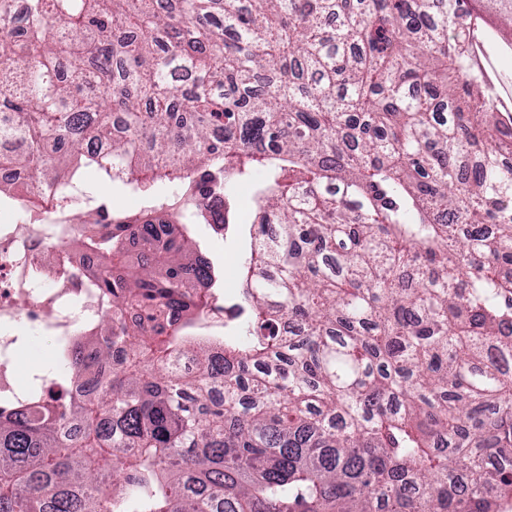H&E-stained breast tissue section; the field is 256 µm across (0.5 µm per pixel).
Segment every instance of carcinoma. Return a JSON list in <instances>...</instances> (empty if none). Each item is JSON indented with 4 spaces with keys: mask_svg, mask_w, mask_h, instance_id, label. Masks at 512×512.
<instances>
[{
    "mask_svg": "<svg viewBox=\"0 0 512 512\" xmlns=\"http://www.w3.org/2000/svg\"><path fill=\"white\" fill-rule=\"evenodd\" d=\"M13 22L0 0V168L104 313L0 409V512H503L512 166L456 0H28ZM84 167L139 205L72 208ZM243 184L234 340L197 347L225 297L191 229L219 189L237 223Z\"/></svg>",
    "mask_w": 512,
    "mask_h": 512,
    "instance_id": "1",
    "label": "carcinoma"
}]
</instances>
